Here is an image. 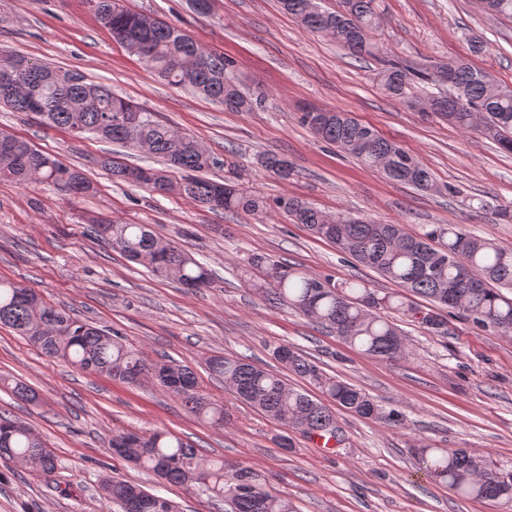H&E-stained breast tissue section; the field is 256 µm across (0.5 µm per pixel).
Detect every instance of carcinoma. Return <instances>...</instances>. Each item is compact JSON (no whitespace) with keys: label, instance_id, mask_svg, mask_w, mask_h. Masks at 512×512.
Segmentation results:
<instances>
[{"label":"carcinoma","instance_id":"cac0c4a2","mask_svg":"<svg viewBox=\"0 0 512 512\" xmlns=\"http://www.w3.org/2000/svg\"><path fill=\"white\" fill-rule=\"evenodd\" d=\"M95 13L112 32V38L129 53L144 60L171 86L190 89L224 105L229 112H249L257 99L241 88L224 55L203 50L182 29L156 17L132 11L124 0H94ZM492 15L512 20V0H483ZM281 8L303 31L330 37L359 60L382 63L378 85L382 94L409 107L428 105L432 116L466 133H476L512 154V85L502 84L465 59L417 73L389 58L387 49L373 36L379 14L375 0H341L336 11L321 9L318 0H280ZM448 85V92H429L427 85ZM0 105L13 112L40 116L47 125L90 133L132 151L149 145V153L165 167L129 165L113 156L102 160L112 175L161 194L177 183L182 197L214 212L242 211L265 217L276 211L294 224L336 246L357 264L372 268L402 291L380 294L363 281H336L262 254H253L241 270L245 285L260 298L287 306L308 321L336 334L370 357L395 361L408 356L401 330L389 319L396 312L418 320L429 333L441 334L444 319L413 305L420 296L475 327L512 336V248L463 230L456 224L430 225L421 233L400 223L382 224L369 219L352 223L344 211L328 213L294 196L269 200L250 192L234 179L222 182L207 177L218 164L197 139L134 100L89 82L78 71H62L22 55H0ZM301 120L321 140L380 171L396 182L433 194L440 188L433 172L399 144L381 137L371 126L349 113L329 109L318 115L302 113ZM263 166L286 180L292 167L284 157L269 152ZM0 178L27 187L45 184L74 196L95 192L93 182L80 169L45 153L31 142L0 131ZM465 206L476 213L489 210L511 219L507 209L473 196ZM96 239L127 260L168 278L191 292L211 287V271L192 253L154 233L147 224L88 218ZM0 325L15 330L45 356L76 371L106 374L123 382L152 381L162 392L180 399L208 424L222 428L230 422L224 403L205 393L188 365L150 359L69 310L50 304L34 289L0 280ZM274 359L288 371L307 380L321 392L318 399L287 383L278 372L237 357L214 355L209 374L224 383L233 396L268 418L310 438L340 441L334 408L373 418L398 427L399 411L378 405L367 393L336 375L326 373L314 360L294 348L279 345ZM109 452L137 467L153 472L167 484L198 487L218 501L234 499L232 512H295L288 497L272 489L270 481L246 467L207 457L182 439L156 430L150 434L127 431L112 435ZM0 458L14 461L44 478L58 470V458L27 423L0 415ZM418 469L429 480L469 499L512 503V470L498 467L486 455L463 448L417 449ZM98 491L108 512H158L155 493L115 476L100 480Z\"/></svg>","mask_w":512,"mask_h":512}]
</instances>
